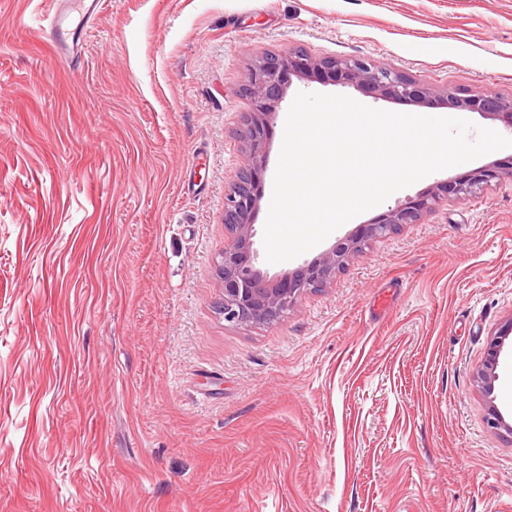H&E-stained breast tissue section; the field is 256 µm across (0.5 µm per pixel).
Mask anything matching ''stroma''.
<instances>
[{
  "mask_svg": "<svg viewBox=\"0 0 512 512\" xmlns=\"http://www.w3.org/2000/svg\"><path fill=\"white\" fill-rule=\"evenodd\" d=\"M0 0V512H512L474 373L512 316V180L366 245L279 320L216 303L254 59L512 94V0H102L80 65ZM397 112L354 88L294 80ZM512 156L502 149L391 195ZM294 270L375 217L368 210Z\"/></svg>",
  "mask_w": 512,
  "mask_h": 512,
  "instance_id": "obj_1",
  "label": "stroma"
}]
</instances>
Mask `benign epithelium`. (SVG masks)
I'll use <instances>...</instances> for the list:
<instances>
[{"mask_svg":"<svg viewBox=\"0 0 512 512\" xmlns=\"http://www.w3.org/2000/svg\"><path fill=\"white\" fill-rule=\"evenodd\" d=\"M294 77L351 86L375 100L422 106L439 97L450 108L469 109L512 127V94L437 93L420 79L382 62L358 57L315 59L298 48L260 57L242 85L251 105L249 120L241 131L243 162L224 193L226 239L219 263L222 284L218 308L224 321L235 326L280 319L303 292L325 287L332 274L345 268L368 241L397 234L405 225L418 223L442 199L480 195L492 183L512 178L510 160L492 162L453 179L437 181L416 197L387 209L374 222L360 226L359 235L346 238L293 272L270 281L253 266V217L263 198L267 132ZM511 335L512 316L494 332L487 356L475 373L486 401L487 428L494 434L508 436L512 435V423L495 404L494 390L499 359Z\"/></svg>","mask_w":512,"mask_h":512,"instance_id":"benign-epithelium-1","label":"benign epithelium"}]
</instances>
